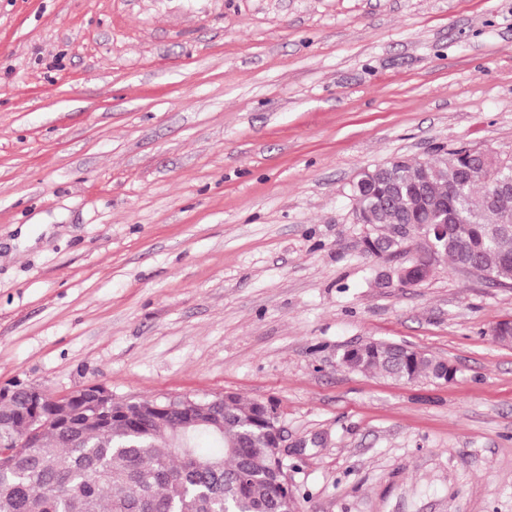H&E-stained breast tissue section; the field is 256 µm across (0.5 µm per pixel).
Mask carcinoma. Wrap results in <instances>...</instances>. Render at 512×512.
<instances>
[{
    "instance_id": "carcinoma-1",
    "label": "carcinoma",
    "mask_w": 512,
    "mask_h": 512,
    "mask_svg": "<svg viewBox=\"0 0 512 512\" xmlns=\"http://www.w3.org/2000/svg\"><path fill=\"white\" fill-rule=\"evenodd\" d=\"M430 171L423 193H416L420 164L396 169L388 162L360 174L352 186L357 223L372 228L367 254L391 259L409 245L401 229L406 224H434L448 215V242L441 251L448 266L458 269L471 260L500 287L512 285V228L500 224L495 203L497 183L512 178V162L497 157L471 159L464 147L452 149L440 161L426 160ZM415 284L427 280L436 262L425 251L414 259ZM341 361L352 371H376L413 381L451 378L448 363L403 345L368 341L344 351ZM22 394L0 405V512H295L296 492L277 485L281 467L272 452L268 419L275 407L263 401L247 404L234 393L224 400L221 429L205 423L184 429L181 416L162 410L161 398L114 400L112 423L103 425L89 407L68 404L54 415L69 421L66 433L51 424L27 438L17 417ZM159 410L129 416L134 404ZM186 435L193 455L218 468L207 481L198 479L189 456L173 439ZM210 441L215 451L203 453L199 443Z\"/></svg>"
}]
</instances>
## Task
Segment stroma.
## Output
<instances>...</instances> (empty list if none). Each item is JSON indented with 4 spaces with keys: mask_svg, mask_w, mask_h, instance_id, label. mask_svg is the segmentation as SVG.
I'll use <instances>...</instances> for the list:
<instances>
[{
    "mask_svg": "<svg viewBox=\"0 0 512 512\" xmlns=\"http://www.w3.org/2000/svg\"><path fill=\"white\" fill-rule=\"evenodd\" d=\"M462 144L512 159V0H0V389L270 400L300 512H512V288L377 287L354 217ZM340 360L352 371H377L406 381L421 377L445 381L452 376L447 362L395 343L368 341L346 349Z\"/></svg>",
    "mask_w": 512,
    "mask_h": 512,
    "instance_id": "35a3bbf8",
    "label": "stroma"
}]
</instances>
